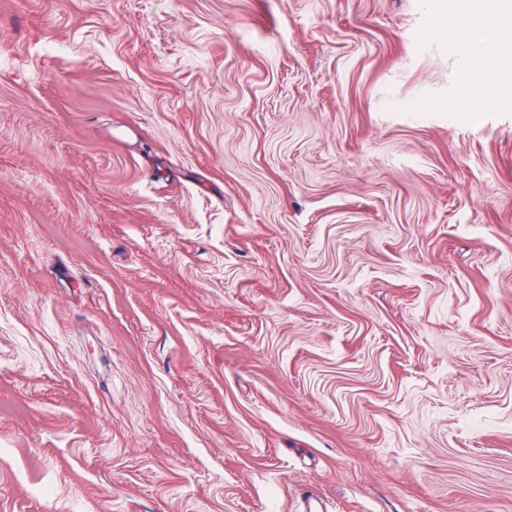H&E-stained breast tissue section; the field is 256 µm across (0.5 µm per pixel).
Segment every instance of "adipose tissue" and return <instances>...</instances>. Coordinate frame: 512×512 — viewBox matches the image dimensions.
<instances>
[{"label": "adipose tissue", "instance_id": "1", "mask_svg": "<svg viewBox=\"0 0 512 512\" xmlns=\"http://www.w3.org/2000/svg\"><path fill=\"white\" fill-rule=\"evenodd\" d=\"M433 33H451L465 68L451 112H486L512 98V0H444Z\"/></svg>", "mask_w": 512, "mask_h": 512}]
</instances>
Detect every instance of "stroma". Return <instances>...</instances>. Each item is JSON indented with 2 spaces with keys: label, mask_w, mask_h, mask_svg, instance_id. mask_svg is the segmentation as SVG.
I'll return each instance as SVG.
<instances>
[{
  "label": "stroma",
  "mask_w": 512,
  "mask_h": 512,
  "mask_svg": "<svg viewBox=\"0 0 512 512\" xmlns=\"http://www.w3.org/2000/svg\"><path fill=\"white\" fill-rule=\"evenodd\" d=\"M431 0H0V512H512V98Z\"/></svg>",
  "instance_id": "1"
}]
</instances>
